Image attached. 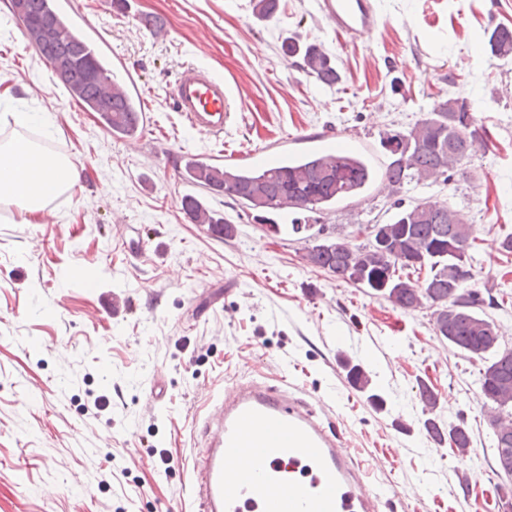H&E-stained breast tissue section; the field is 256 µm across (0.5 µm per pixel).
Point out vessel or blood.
I'll return each mask as SVG.
<instances>
[{
	"label": "vessel or blood",
	"instance_id": "1",
	"mask_svg": "<svg viewBox=\"0 0 512 512\" xmlns=\"http://www.w3.org/2000/svg\"><path fill=\"white\" fill-rule=\"evenodd\" d=\"M318 8L341 35L380 24L374 0H318ZM170 96L200 135L221 136L233 120L228 87L205 69L186 68ZM203 429L189 464L195 512H379L392 492L340 448L324 409L284 387L249 382L216 395L206 405Z\"/></svg>",
	"mask_w": 512,
	"mask_h": 512
}]
</instances>
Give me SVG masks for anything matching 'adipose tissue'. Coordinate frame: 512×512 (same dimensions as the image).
I'll use <instances>...</instances> for the list:
<instances>
[{
  "mask_svg": "<svg viewBox=\"0 0 512 512\" xmlns=\"http://www.w3.org/2000/svg\"><path fill=\"white\" fill-rule=\"evenodd\" d=\"M74 164L46 155L25 139L0 144V203L35 215L76 183Z\"/></svg>",
  "mask_w": 512,
  "mask_h": 512,
  "instance_id": "1",
  "label": "adipose tissue"
}]
</instances>
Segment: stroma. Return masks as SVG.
I'll return each mask as SVG.
<instances>
[{
	"label": "stroma",
	"instance_id": "35a3bbf8",
	"mask_svg": "<svg viewBox=\"0 0 512 512\" xmlns=\"http://www.w3.org/2000/svg\"><path fill=\"white\" fill-rule=\"evenodd\" d=\"M384 29L356 39L326 26L314 0H68L82 37L108 41L112 77L140 80L152 119L124 139L73 102L0 0V133L10 112L50 118L45 137L80 177L51 222L0 206V512H190L186 464L203 407L227 386L288 379L323 401L371 480L396 487L381 512H500L512 478L495 470L482 362L406 312L306 263L297 235L263 230L241 206L192 186L186 161L248 166L265 147L288 159L338 141L384 160L380 133L410 127L448 94L467 98L487 146L449 182L374 186L319 214L323 236L388 222L395 200L449 202L485 313L512 346V56L485 33L512 28V0H378ZM162 30H155L154 21ZM298 36L326 51V86L283 53ZM222 77L235 118L223 138L190 130L168 91L184 66ZM199 197L237 227L213 235L182 209ZM371 378L356 389L347 364ZM438 396L425 410L419 383ZM378 402H370V394ZM464 425L467 454L424 423Z\"/></svg>",
	"mask_w": 512,
	"mask_h": 512
}]
</instances>
